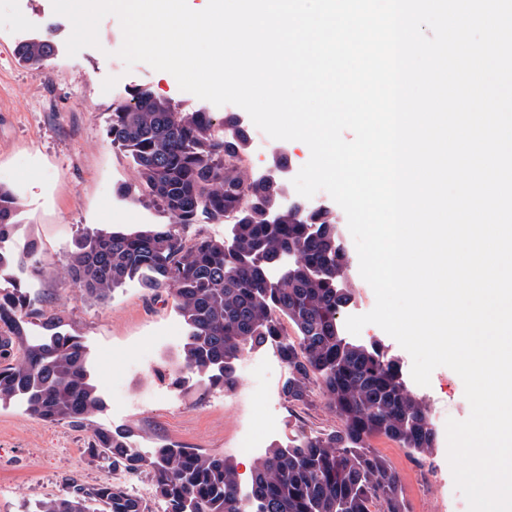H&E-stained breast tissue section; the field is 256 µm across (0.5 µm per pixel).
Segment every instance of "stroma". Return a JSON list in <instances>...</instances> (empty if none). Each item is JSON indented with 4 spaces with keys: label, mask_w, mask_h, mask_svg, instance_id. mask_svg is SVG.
<instances>
[{
    "label": "stroma",
    "mask_w": 512,
    "mask_h": 512,
    "mask_svg": "<svg viewBox=\"0 0 512 512\" xmlns=\"http://www.w3.org/2000/svg\"><path fill=\"white\" fill-rule=\"evenodd\" d=\"M17 16L11 0H0V185L22 205L21 222L0 248L16 254L37 243L47 267L35 275L15 273L14 283L39 297L30 316V340L40 339L44 316L62 319L89 352L90 369L103 400L90 424L75 428L32 417L20 400L0 404V512H26L36 502L64 492L68 480L97 485L120 480V472L85 452L93 429H130L143 452L168 442L224 455L248 482L260 457L242 452L247 435L263 448L287 444L296 434L325 433L341 425L319 388L306 401L291 402L282 387L291 375L274 348L243 354L250 372L234 391L199 383L177 388V359L184 341L182 319L167 293L127 282L113 299H89L67 273L72 242L84 230H131L164 224L162 211L134 201L140 183L128 153L106 136L108 116L133 89H149L182 111L222 117L224 107L182 91L175 77L117 57L123 35L115 16L99 27V47L68 56L70 21L55 14L51 0H28ZM56 25L59 50L42 68L20 64L18 35ZM438 434L436 448L412 454L384 437L370 441L401 477L410 512H468L455 488L447 458L446 422L470 414L461 378L451 369L433 371L421 388Z\"/></svg>",
    "instance_id": "stroma-1"
}]
</instances>
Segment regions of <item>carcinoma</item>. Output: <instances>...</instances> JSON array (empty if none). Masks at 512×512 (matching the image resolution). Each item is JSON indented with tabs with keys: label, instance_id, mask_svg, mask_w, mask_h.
Returning <instances> with one entry per match:
<instances>
[{
	"label": "carcinoma",
	"instance_id": "obj_1",
	"mask_svg": "<svg viewBox=\"0 0 512 512\" xmlns=\"http://www.w3.org/2000/svg\"><path fill=\"white\" fill-rule=\"evenodd\" d=\"M54 52L56 43L41 34L15 46L17 60L30 66ZM213 126L211 113L184 112L144 88L117 106L107 136L134 163L143 188L137 201L161 209L170 223L85 232L73 241L67 272L100 301L135 278L170 290L185 325L180 385L206 377L210 388L231 392L243 352L271 344L292 371L284 396L304 400L316 379L341 426L269 448L248 498L222 454L166 444L146 455L131 430L119 428L94 430L86 452L125 475H148L163 512H409L399 475L369 439L384 436L421 454L435 447L436 431L427 403L382 341L343 336L341 313L352 293L334 218L320 206L281 202L269 181L245 173L235 113H224L223 136ZM20 212L14 192L0 186V243ZM226 214L236 221L222 240L199 234L189 241L180 232L203 215ZM35 255L34 245L19 256L0 248V282L14 281L25 265L40 271ZM35 311L37 300L19 288L0 295L8 326L0 336V401L21 397L31 416L82 428L103 405L86 347L55 317L45 318L43 339L29 341L26 317ZM284 319L298 341L284 332ZM27 512L152 510L123 481L86 487L71 480Z\"/></svg>",
	"mask_w": 512,
	"mask_h": 512
}]
</instances>
